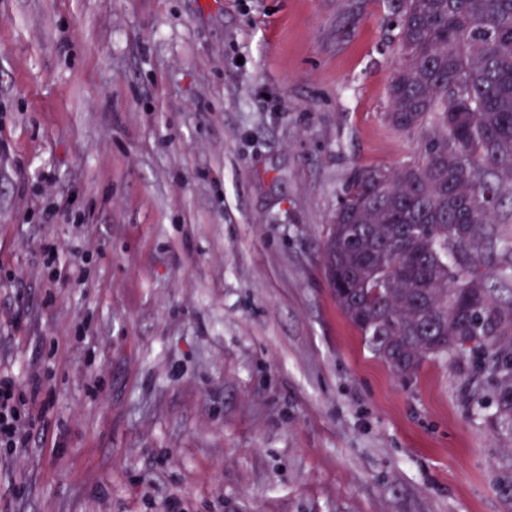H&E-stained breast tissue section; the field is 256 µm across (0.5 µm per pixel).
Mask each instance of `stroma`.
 Segmentation results:
<instances>
[{
  "mask_svg": "<svg viewBox=\"0 0 512 512\" xmlns=\"http://www.w3.org/2000/svg\"><path fill=\"white\" fill-rule=\"evenodd\" d=\"M387 15L0 0V374L49 422L0 447V512H512L490 379L403 381L325 277L353 170L431 137L386 127Z\"/></svg>",
  "mask_w": 512,
  "mask_h": 512,
  "instance_id": "stroma-1",
  "label": "stroma"
}]
</instances>
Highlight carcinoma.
I'll list each match as a JSON object with an SVG mask.
<instances>
[{
	"label": "carcinoma",
	"instance_id": "carcinoma-1",
	"mask_svg": "<svg viewBox=\"0 0 512 512\" xmlns=\"http://www.w3.org/2000/svg\"><path fill=\"white\" fill-rule=\"evenodd\" d=\"M402 56L385 121L431 128L397 168H359L341 190L324 249L336 303L403 379L427 360L477 355L512 422V0H389Z\"/></svg>",
	"mask_w": 512,
	"mask_h": 512
}]
</instances>
